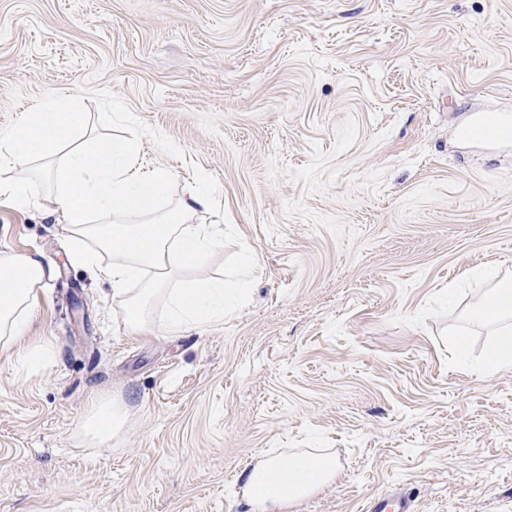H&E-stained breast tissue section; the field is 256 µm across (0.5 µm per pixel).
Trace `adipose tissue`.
<instances>
[{
  "instance_id": "ef3b65f1",
  "label": "adipose tissue",
  "mask_w": 512,
  "mask_h": 512,
  "mask_svg": "<svg viewBox=\"0 0 512 512\" xmlns=\"http://www.w3.org/2000/svg\"><path fill=\"white\" fill-rule=\"evenodd\" d=\"M84 115L71 111L66 100L47 99L26 113L10 130L0 132L17 174L0 181V201L26 206L32 184L26 168L39 157H53L50 176L55 183L50 217L64 224L74 243L76 261L112 285L124 297L123 315L130 328L150 324L153 299L165 300L167 327L181 328L223 319L241 291L239 282L202 278L174 288L170 282L181 270L204 263L224 234L217 224H199L198 214L212 208L210 190L201 184L179 198L173 214H155L153 204L166 192L169 173L136 165L131 141L100 139L77 150L68 149ZM94 215L109 216L106 224L91 223ZM108 262H101V255ZM149 270L141 288L130 289L139 270ZM53 272L52 264L36 252L0 253V356L21 358L31 366L45 362L49 347L28 341L39 292ZM23 353H16L18 343ZM127 419L122 404L109 397L93 398L82 431L91 442L111 441ZM325 461L304 455L270 460L247 477V487L261 512H286L288 505L323 484Z\"/></svg>"
}]
</instances>
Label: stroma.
I'll return each instance as SVG.
<instances>
[{"mask_svg":"<svg viewBox=\"0 0 512 512\" xmlns=\"http://www.w3.org/2000/svg\"><path fill=\"white\" fill-rule=\"evenodd\" d=\"M55 94L137 162L196 182L224 237L181 280L244 278L224 319L126 326L111 285L29 206L0 251L55 265L32 369L0 360V512H256L258 463L331 462L288 512H363L394 484L416 512H512V368H480L512 286V0H0V130ZM252 257L242 268L243 257ZM463 339L466 361L454 344ZM129 419L83 442L91 398Z\"/></svg>","mask_w":512,"mask_h":512,"instance_id":"35a3bbf8","label":"stroma"}]
</instances>
